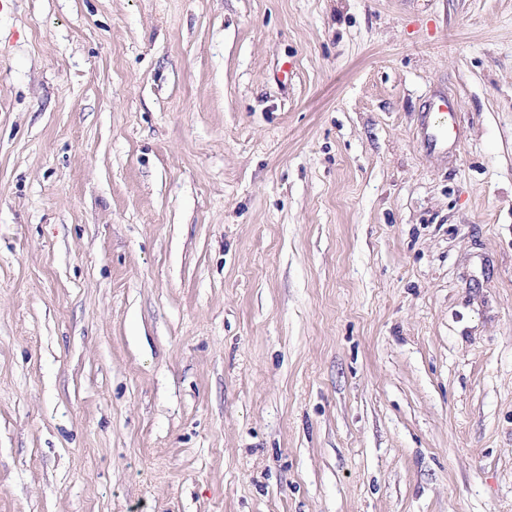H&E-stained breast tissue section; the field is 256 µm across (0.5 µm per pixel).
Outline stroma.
I'll use <instances>...</instances> for the list:
<instances>
[{"label": "stroma", "mask_w": 512, "mask_h": 512, "mask_svg": "<svg viewBox=\"0 0 512 512\" xmlns=\"http://www.w3.org/2000/svg\"><path fill=\"white\" fill-rule=\"evenodd\" d=\"M0 512H512V0H10ZM441 103L437 106V111L439 114V124L438 126L427 133V142L431 147L436 146L438 143L447 142L448 139V125L451 123L453 129L455 130V137L458 133V128L455 122V104L450 99H442ZM448 125L446 127V123ZM441 126V127H439Z\"/></svg>", "instance_id": "stroma-1"}]
</instances>
